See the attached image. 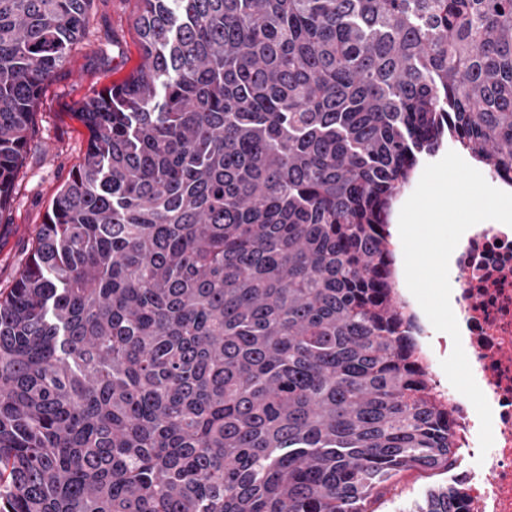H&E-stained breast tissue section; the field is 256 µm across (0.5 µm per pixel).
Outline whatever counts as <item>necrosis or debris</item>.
Here are the masks:
<instances>
[{"label": "necrosis or debris", "mask_w": 512, "mask_h": 512, "mask_svg": "<svg viewBox=\"0 0 512 512\" xmlns=\"http://www.w3.org/2000/svg\"><path fill=\"white\" fill-rule=\"evenodd\" d=\"M456 320L474 379L492 409L493 446L481 452L472 403L441 383L440 352L429 329L420 347L436 394L445 397L450 431L465 465L456 475L466 512H512V232L480 224L453 259Z\"/></svg>", "instance_id": "obj_1"}]
</instances>
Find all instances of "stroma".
Instances as JSON below:
<instances>
[{
    "mask_svg": "<svg viewBox=\"0 0 512 512\" xmlns=\"http://www.w3.org/2000/svg\"><path fill=\"white\" fill-rule=\"evenodd\" d=\"M137 0H94L86 35L41 92L33 132L15 181L9 210L0 217V290L10 288L24 265L47 209L79 164L89 133L75 113L95 92L128 75L140 61L133 26ZM445 471L407 470L367 505L368 512H398L446 486Z\"/></svg>",
    "mask_w": 512,
    "mask_h": 512,
    "instance_id": "stroma-1",
    "label": "stroma"
}]
</instances>
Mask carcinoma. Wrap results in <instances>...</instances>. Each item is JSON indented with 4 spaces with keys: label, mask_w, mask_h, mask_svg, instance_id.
Instances as JSON below:
<instances>
[{
    "label": "carcinoma",
    "mask_w": 512,
    "mask_h": 512,
    "mask_svg": "<svg viewBox=\"0 0 512 512\" xmlns=\"http://www.w3.org/2000/svg\"><path fill=\"white\" fill-rule=\"evenodd\" d=\"M138 2L0 296V512H366L452 468L388 217L446 143L512 181V0ZM92 3L0 0V217ZM445 471L407 470L394 477L378 496L367 504L368 512H398L403 505L424 498L432 487L453 485Z\"/></svg>",
    "instance_id": "obj_1"
}]
</instances>
